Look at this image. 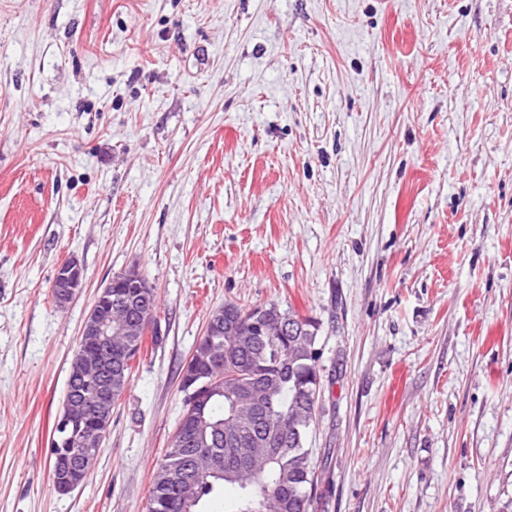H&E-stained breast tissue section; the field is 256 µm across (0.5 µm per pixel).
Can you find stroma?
<instances>
[{
	"label": "stroma",
	"instance_id": "stroma-1",
	"mask_svg": "<svg viewBox=\"0 0 512 512\" xmlns=\"http://www.w3.org/2000/svg\"><path fill=\"white\" fill-rule=\"evenodd\" d=\"M134 263L162 335L62 495L82 320ZM228 302L317 326L311 512L512 502V0H0V512H145ZM85 279V269L76 257H69L61 263L51 284L57 306L65 308L84 288Z\"/></svg>",
	"mask_w": 512,
	"mask_h": 512
}]
</instances>
